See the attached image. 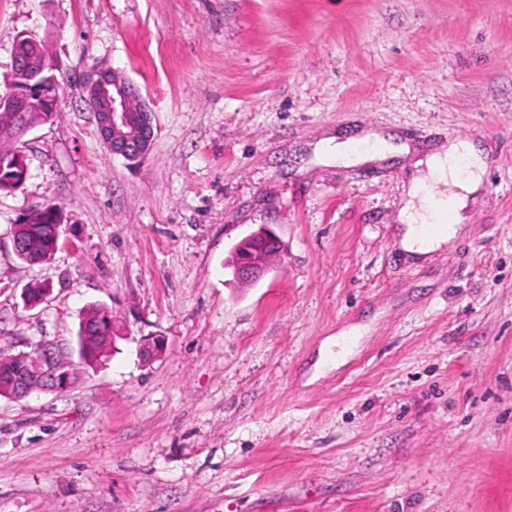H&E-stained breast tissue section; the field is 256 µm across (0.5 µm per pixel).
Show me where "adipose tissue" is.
I'll use <instances>...</instances> for the list:
<instances>
[{
    "label": "adipose tissue",
    "instance_id": "ef3b65f1",
    "mask_svg": "<svg viewBox=\"0 0 512 512\" xmlns=\"http://www.w3.org/2000/svg\"><path fill=\"white\" fill-rule=\"evenodd\" d=\"M483 171L482 152L468 140L453 141L442 152L429 156L401 210L400 218L405 226L403 248L411 253H426L454 238L461 229L456 220L435 235H421L418 227L438 218L445 210L455 216L459 214L466 206L468 195L480 185ZM434 180L452 182L455 192L450 195L426 193L427 184Z\"/></svg>",
    "mask_w": 512,
    "mask_h": 512
}]
</instances>
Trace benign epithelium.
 Returning <instances> with one entry per match:
<instances>
[{
  "label": "benign epithelium",
  "instance_id": "benign-epithelium-1",
  "mask_svg": "<svg viewBox=\"0 0 512 512\" xmlns=\"http://www.w3.org/2000/svg\"><path fill=\"white\" fill-rule=\"evenodd\" d=\"M28 47L14 54L13 67L4 79L7 92L0 96V106L11 112H29L33 97L53 93L54 106L60 96L54 93L57 83L47 81L44 70L34 64L40 54L39 42L25 38ZM87 100L94 112L102 138L113 154L129 162H139L149 153L153 143L152 113L137 89L115 70L91 71L82 77ZM283 244L262 229L242 240L236 256L233 275L256 281L270 270L269 259L280 255ZM163 341L145 340L139 353L145 361L159 357ZM63 348L55 342H43L29 352L20 353L24 372L15 391L7 398L19 400L37 392L64 391L74 385V374L61 371L57 359Z\"/></svg>",
  "mask_w": 512,
  "mask_h": 512
}]
</instances>
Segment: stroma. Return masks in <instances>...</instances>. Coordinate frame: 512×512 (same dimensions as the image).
<instances>
[{"label": "stroma", "instance_id": "1", "mask_svg": "<svg viewBox=\"0 0 512 512\" xmlns=\"http://www.w3.org/2000/svg\"><path fill=\"white\" fill-rule=\"evenodd\" d=\"M22 35L61 106L0 194V350L58 343L77 379L0 398V512H512V0H0V79ZM102 68L152 112L138 164L80 88ZM368 129L410 155L313 161ZM455 139L482 184L411 258L415 162ZM48 204L58 246L25 264L13 228ZM263 225L286 255L241 282ZM92 305L116 331L88 366Z\"/></svg>", "mask_w": 512, "mask_h": 512}]
</instances>
